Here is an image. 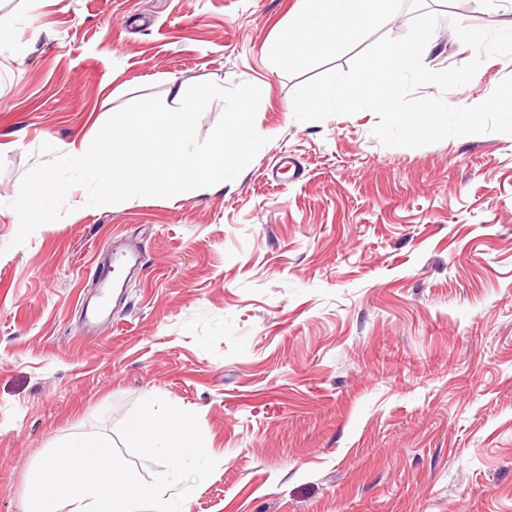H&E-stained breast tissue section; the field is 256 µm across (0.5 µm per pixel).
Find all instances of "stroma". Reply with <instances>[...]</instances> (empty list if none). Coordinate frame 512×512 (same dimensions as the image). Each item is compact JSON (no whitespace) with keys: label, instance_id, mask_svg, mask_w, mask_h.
Listing matches in <instances>:
<instances>
[{"label":"stroma","instance_id":"stroma-1","mask_svg":"<svg viewBox=\"0 0 512 512\" xmlns=\"http://www.w3.org/2000/svg\"><path fill=\"white\" fill-rule=\"evenodd\" d=\"M425 65L470 61L448 23L512 27V0H427ZM299 0H0V512L59 443L144 399L197 414L213 473L185 512H512V134L387 147L375 114L297 122L269 51ZM512 75L487 59L485 100ZM248 82L269 142L185 200L80 207L14 245L43 143L96 135L130 100ZM138 244L112 323L84 333L96 251Z\"/></svg>","mask_w":512,"mask_h":512}]
</instances>
